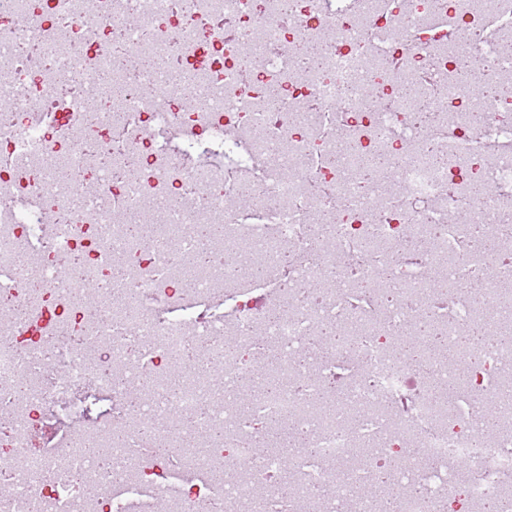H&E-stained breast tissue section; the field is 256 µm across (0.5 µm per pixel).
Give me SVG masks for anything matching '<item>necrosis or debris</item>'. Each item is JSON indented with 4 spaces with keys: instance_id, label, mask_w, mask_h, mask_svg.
<instances>
[{
    "instance_id": "necrosis-or-debris-1",
    "label": "necrosis or debris",
    "mask_w": 512,
    "mask_h": 512,
    "mask_svg": "<svg viewBox=\"0 0 512 512\" xmlns=\"http://www.w3.org/2000/svg\"><path fill=\"white\" fill-rule=\"evenodd\" d=\"M137 17L139 27L128 24ZM494 17L512 38V0H6L0 6V311L24 302L28 321L0 327V512H251L249 485L263 486L266 512L281 453L255 452L253 434L305 430L313 452L302 459L295 495L302 512H335L325 494L334 465L354 449L375 453L352 470L363 481L394 463L402 476L439 485L421 494L393 490L394 512H445L461 502H501L512 481V432L485 433L479 413L497 402L512 376V344L492 354L456 348L448 363L421 337L424 369L399 353L414 314L440 335H464L489 308L512 313V243L489 255L472 246L470 227L512 223V100L485 98L465 85L468 60L500 78L512 58L476 36ZM228 19L231 41L201 43L193 20ZM447 19L454 35L410 47L412 26ZM179 32L178 41L142 40V30ZM141 44L151 64L122 76L114 46ZM261 50L244 70L245 46ZM319 45L316 63L305 48ZM399 63L392 71L391 63ZM438 87L422 119L421 78ZM92 111L84 137L63 133L73 114ZM56 112L59 125L37 121ZM123 124L124 139L112 132ZM208 145L214 162L178 170ZM392 163V193L364 175V159ZM259 189L249 209L230 203L226 172ZM334 190L325 205L313 185ZM471 199L467 223L448 214ZM162 219L147 237L132 224ZM332 247L278 291L285 311L256 337L265 302L248 272L227 277L235 243L277 273L284 255L309 252L311 233ZM365 245L369 259L342 266L340 254ZM310 253V252H309ZM76 265L62 285L61 255ZM125 278L114 283L113 270ZM227 297L232 335L208 320L203 303ZM111 310L91 320L89 301ZM337 324V338L309 357L295 382L265 390L248 412L213 401L211 375L248 382L263 356L288 368L309 329ZM216 332L190 363V382L165 396L164 377L182 360L195 329ZM153 385L131 409L115 372ZM25 378L17 392L13 384ZM395 415H387V404ZM129 444L117 448L114 433ZM81 436L124 463L116 486L91 496L84 477L95 461L74 445ZM177 451L184 483L170 488V460L141 448Z\"/></svg>"
}]
</instances>
